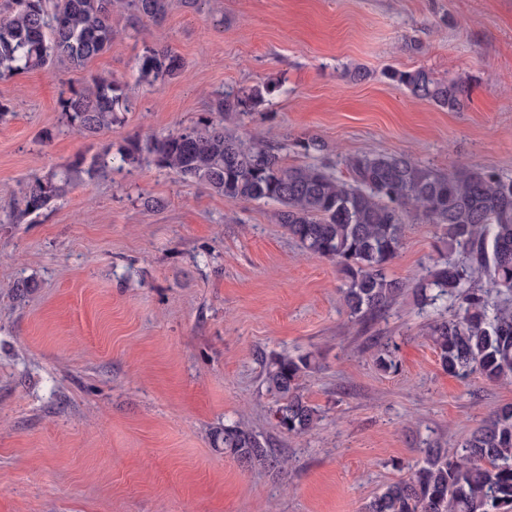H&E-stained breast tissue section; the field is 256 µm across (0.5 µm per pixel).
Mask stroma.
Masks as SVG:
<instances>
[{"label":"stroma","mask_w":512,"mask_h":512,"mask_svg":"<svg viewBox=\"0 0 512 512\" xmlns=\"http://www.w3.org/2000/svg\"><path fill=\"white\" fill-rule=\"evenodd\" d=\"M111 48L80 70L0 81V512H363L407 477L423 448H460L511 384L448 375L425 334L444 303L411 286L446 249L414 220L389 274L407 288L369 327L351 321L331 262L277 224L276 204L238 202L151 165L81 178L23 223L5 206L23 184L128 138L196 126L224 89L281 91L244 120L286 164L411 154L439 170L473 163L512 177V0H170L164 21L112 15ZM184 62L161 89L139 80L145 45ZM365 79H353L355 69ZM459 78V112L415 99L387 69ZM109 75L135 107L85 137L60 102ZM315 135L325 153L297 142ZM157 200L147 208L145 199ZM32 287L17 295L16 281ZM397 347L398 368L376 358ZM314 353L301 391L312 432L290 436L263 384L273 355ZM240 422L286 468L217 451Z\"/></svg>","instance_id":"1"}]
</instances>
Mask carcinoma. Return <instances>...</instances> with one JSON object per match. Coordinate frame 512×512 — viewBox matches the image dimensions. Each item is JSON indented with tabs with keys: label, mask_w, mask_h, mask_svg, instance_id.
<instances>
[{
	"label": "carcinoma",
	"mask_w": 512,
	"mask_h": 512,
	"mask_svg": "<svg viewBox=\"0 0 512 512\" xmlns=\"http://www.w3.org/2000/svg\"><path fill=\"white\" fill-rule=\"evenodd\" d=\"M118 7L159 23L169 0H0V80L53 63L85 67L111 47ZM182 68L177 54L156 43L139 59V78L159 88ZM387 77L414 98L450 112L466 105L461 79H437L425 69L392 70ZM280 89L277 82L229 88L213 99L211 111L244 118ZM133 105L124 85L99 76L91 88L63 99L61 112L69 127L95 137L121 122L120 114ZM296 146L307 155L327 150L317 136ZM145 164L229 199L278 205L277 222L288 234L336 266L348 314L363 325L383 317L406 288L387 268L403 246L407 221L439 225L448 259L427 268L416 288L420 305L445 300L454 309L427 326L442 369L492 384L512 382V306L492 301L495 294L512 295V178L475 166L441 171L392 154L348 159L351 181L344 182L324 166H289L279 144L243 138L206 118L183 132L129 139L89 161L79 156L27 182L13 200L10 220L18 223L62 199L75 174L93 178ZM477 277L485 285H476ZM315 369L311 354H281L266 368L263 383L276 398L277 425L292 436L310 432L320 420L301 394V381ZM211 438L215 448L250 467L287 464L242 423L217 427ZM423 453L409 477L387 484L364 512H512V404L495 410L460 450L429 447Z\"/></svg>",
	"instance_id": "obj_1"
}]
</instances>
